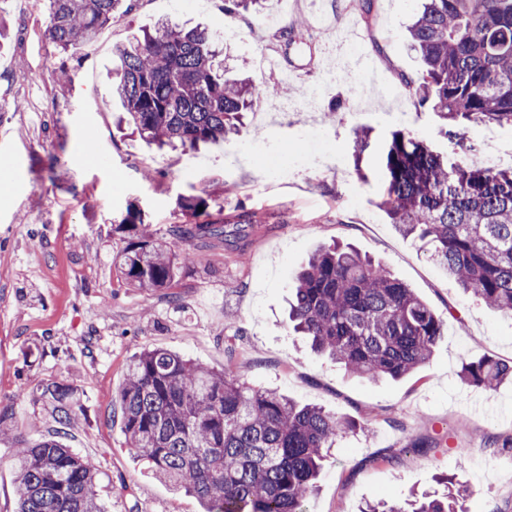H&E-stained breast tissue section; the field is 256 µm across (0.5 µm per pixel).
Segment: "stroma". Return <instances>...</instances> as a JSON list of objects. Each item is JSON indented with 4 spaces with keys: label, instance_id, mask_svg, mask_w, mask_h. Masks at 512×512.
Masks as SVG:
<instances>
[{
    "label": "stroma",
    "instance_id": "obj_1",
    "mask_svg": "<svg viewBox=\"0 0 512 512\" xmlns=\"http://www.w3.org/2000/svg\"><path fill=\"white\" fill-rule=\"evenodd\" d=\"M417 0H266L224 38L220 0H136L132 11L92 44L64 53L45 41L48 0L20 10L0 0V408L17 439H0V512L15 508L11 466L16 440L62 432L65 444L96 461L107 512H202L198 500L154 479L127 449L116 395L128 360L141 348H165L215 370L231 367L247 383L278 390L302 405L352 418L356 432L328 452L306 512H360L369 501L402 502L443 493L444 478L475 487L462 512H512V381L496 388L462 381L463 364L484 357L512 362V317L464 292L420 243L403 237L380 209L381 149L393 131L427 142L449 162L473 165L486 147L485 123H467L463 140L439 117L408 101L394 118L391 97L354 95L358 76L345 62L351 43L369 56L387 89H401L420 61L406 28ZM205 25L224 39L233 75L269 83L292 73L317 85L313 104L280 95L287 119L257 112L221 145L157 150L116 126L122 105L107 83L113 47L157 22ZM305 22L304 45L283 61L280 31ZM278 57V68L260 55ZM335 66L337 79L322 71ZM343 108L328 112L329 102ZM321 130L327 158L314 171L282 179L267 146L293 155L307 118ZM368 133L358 149L356 130ZM207 197L210 213L266 216L248 237L188 242L181 198ZM172 251H190L173 287L126 285L113 264L131 240L120 229L128 209ZM353 246L386 266L444 321L430 363L398 380L370 382L304 348L288 328L296 270L323 245ZM75 386L82 422L61 430L35 405L43 384ZM423 438L442 447L423 450Z\"/></svg>",
    "mask_w": 512,
    "mask_h": 512
}]
</instances>
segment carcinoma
Instances as JSON below:
<instances>
[{
	"instance_id": "carcinoma-1",
	"label": "carcinoma",
	"mask_w": 512,
	"mask_h": 512,
	"mask_svg": "<svg viewBox=\"0 0 512 512\" xmlns=\"http://www.w3.org/2000/svg\"><path fill=\"white\" fill-rule=\"evenodd\" d=\"M134 0H49L45 36L75 53L133 9ZM259 0H225L233 20ZM420 69L401 83L420 106L445 121L512 127V0H424L408 28ZM112 93L133 133L148 144L194 148L241 133L243 113L280 92L276 84L224 73V51L202 27L161 23L116 48ZM386 189L379 207L412 236L456 283L485 306L512 316V170L448 165L425 142L401 130L385 148ZM190 217L210 216L206 198L180 202ZM122 223L134 239L115 260L126 284L170 288L177 255L148 232L140 213ZM254 223L223 213L178 229L184 239L227 235ZM292 331L317 353L371 381L400 379L431 360L443 321L385 267L350 247L319 249L296 275L288 313ZM512 366L482 358L462 378L487 388ZM37 400L68 426L77 391L53 382ZM129 451L147 472L194 496L205 512H305L322 462L336 438L355 427L345 416L300 406L271 389L251 387L229 368L218 372L161 348H145L126 365L117 395ZM16 512H103L93 461L54 436L22 441L13 457ZM463 486L423 494L404 505L379 501L363 512H457Z\"/></svg>"
}]
</instances>
